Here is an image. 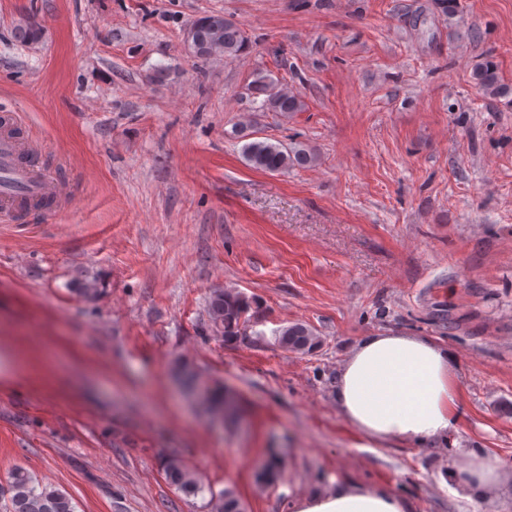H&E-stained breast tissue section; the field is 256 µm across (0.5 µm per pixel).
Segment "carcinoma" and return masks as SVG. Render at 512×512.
<instances>
[{
    "label": "carcinoma",
    "mask_w": 512,
    "mask_h": 512,
    "mask_svg": "<svg viewBox=\"0 0 512 512\" xmlns=\"http://www.w3.org/2000/svg\"><path fill=\"white\" fill-rule=\"evenodd\" d=\"M202 21V45L192 53L207 60L224 56L232 58L249 49L246 32L228 18L219 19L213 13L200 17ZM478 87L492 97L512 94V87L503 83L498 67L491 61L478 65L473 73ZM250 89L262 98L264 112H301L305 104L301 94L286 84H281L260 74L252 80ZM246 162L255 169L279 173L293 167H307L316 162L314 152L303 146H284L280 143L253 141L244 146ZM253 299L236 289H217L209 297L206 314L208 328L221 336L226 343H234L247 335L250 327ZM278 343L287 351L308 353L318 345L313 329L304 323H294L278 330ZM169 483L186 496L204 493L205 487L197 474L178 459H170L165 465ZM280 475L279 462L269 460L258 474L257 482L272 486ZM0 507L3 512H76L72 497L51 483L38 480L24 467L12 470L6 483L0 486ZM206 512H244L236 493L225 488L218 493L209 492L205 503Z\"/></svg>",
    "instance_id": "1"
}]
</instances>
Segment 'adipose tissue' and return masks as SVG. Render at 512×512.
I'll return each mask as SVG.
<instances>
[{
  "label": "adipose tissue",
  "instance_id": "obj_1",
  "mask_svg": "<svg viewBox=\"0 0 512 512\" xmlns=\"http://www.w3.org/2000/svg\"><path fill=\"white\" fill-rule=\"evenodd\" d=\"M335 400L342 418L373 443L436 445L462 414L457 358L427 336L362 337L339 368ZM504 476L497 454L473 453L449 466L446 485L467 512H485ZM292 512H408V505L388 487L344 482L300 497Z\"/></svg>",
  "mask_w": 512,
  "mask_h": 512
}]
</instances>
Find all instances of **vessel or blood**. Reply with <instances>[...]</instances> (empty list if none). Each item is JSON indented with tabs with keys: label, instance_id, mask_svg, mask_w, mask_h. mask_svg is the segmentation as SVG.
<instances>
[{
	"label": "vessel or blood",
	"instance_id": "b4317fda",
	"mask_svg": "<svg viewBox=\"0 0 512 512\" xmlns=\"http://www.w3.org/2000/svg\"><path fill=\"white\" fill-rule=\"evenodd\" d=\"M20 122L16 113L0 116L1 224L16 223L22 206L39 201L58 211L70 205L63 183L46 166L42 145L14 133V125Z\"/></svg>",
	"mask_w": 512,
	"mask_h": 512
}]
</instances>
